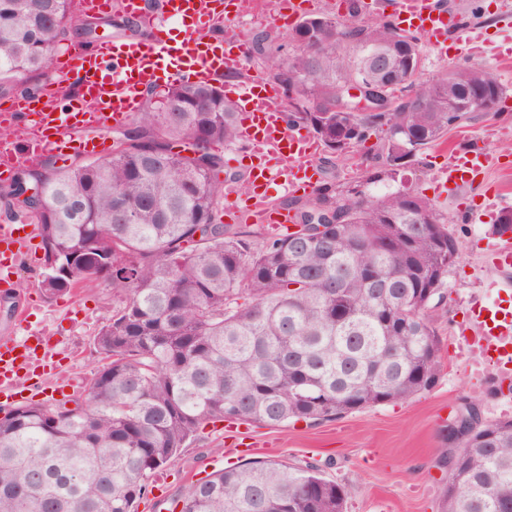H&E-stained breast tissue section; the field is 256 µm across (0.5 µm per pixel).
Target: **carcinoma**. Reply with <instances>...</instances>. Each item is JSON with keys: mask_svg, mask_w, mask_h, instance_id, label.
I'll list each match as a JSON object with an SVG mask.
<instances>
[{"mask_svg": "<svg viewBox=\"0 0 512 512\" xmlns=\"http://www.w3.org/2000/svg\"><path fill=\"white\" fill-rule=\"evenodd\" d=\"M315 49L280 56L276 34L255 38L273 81L311 111L288 121L326 143L386 128L382 162L364 181L391 179L472 119L470 99L505 89L487 70L453 67L416 84L415 37L388 22L336 34L319 12ZM74 22V0H0V93L41 86ZM394 54L378 77L370 51ZM379 85L397 104L351 112L341 91ZM150 89L112 154L49 171L26 168L0 193L39 225L48 298L101 280L123 300L94 343L103 364L72 410L65 403L0 408V512H135L150 478L209 421L284 427L335 420L408 400L436 383L441 347L431 312L459 259L447 220L407 191L367 199L324 186L290 201L292 232L263 236L217 219L224 156L238 139L224 86ZM416 94L419 110L401 101ZM68 267L48 276L49 257ZM464 463L448 472L443 512H512V420H478ZM348 490L307 463H232L200 480L169 512H345Z\"/></svg>", "mask_w": 512, "mask_h": 512, "instance_id": "carcinoma-1", "label": "carcinoma"}]
</instances>
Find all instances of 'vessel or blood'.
Here are the masks:
<instances>
[{
  "instance_id": "vessel-or-blood-1",
  "label": "vessel or blood",
  "mask_w": 512,
  "mask_h": 512,
  "mask_svg": "<svg viewBox=\"0 0 512 512\" xmlns=\"http://www.w3.org/2000/svg\"><path fill=\"white\" fill-rule=\"evenodd\" d=\"M363 11L383 6L432 44L443 43L454 18L438 0H360ZM316 0H272L268 15L284 23L314 9ZM250 0H159L148 10L146 0H80L83 13L101 16L120 12L140 30L132 39L97 42L77 54H61L55 67L62 82L76 86L73 96L61 98L41 91L18 99L14 110L0 113V126H13L28 117L31 131L20 142L0 146V177L9 178L23 162L53 156L65 163L77 154L102 155L106 132L138 112L145 88L160 82L203 84L239 72L247 46L241 40L210 37L211 29L230 25L249 14ZM224 95L240 114V135L250 163L251 190L231 209L241 220L266 221L272 214L268 188L284 192L309 187L316 176L320 143L289 124L287 108L276 88L262 79L228 83ZM500 160L478 142L454 150L440 179L453 187L486 178ZM36 224L0 225V289L12 286L16 263L25 259ZM481 327L479 343L496 367L512 364V308L502 304L471 308ZM46 337L33 334L23 341L0 338V396L10 397L13 384L40 365L38 354Z\"/></svg>"
}]
</instances>
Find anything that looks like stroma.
Listing matches in <instances>:
<instances>
[{
  "label": "stroma",
  "mask_w": 512,
  "mask_h": 512,
  "mask_svg": "<svg viewBox=\"0 0 512 512\" xmlns=\"http://www.w3.org/2000/svg\"><path fill=\"white\" fill-rule=\"evenodd\" d=\"M443 9L466 20L467 42L457 44L449 32L447 50L421 41L420 81L453 66L479 65L504 86L494 111L474 113L471 121L452 130L447 140L428 148L418 164L401 169L395 178L362 184L367 197L407 189L435 203L457 238L460 258L449 269L445 301L435 325L441 341V370L435 386L410 400L378 405L319 424L298 422L285 427L253 424H207L178 456L152 480L137 512H169L172 499L198 480L230 463L274 460L289 466L319 462L327 478L349 490L347 512H442L448 472L438 463L443 450L441 430L461 404H476L484 420H512V392L506 384L512 370L484 363L465 346L477 336L466 313L477 303H495L497 281L512 278V268L496 267L493 253L505 240L493 233L494 217L485 223L467 222L469 211L484 208L488 196L501 192L512 200V57L497 56L492 39L512 35V0H440ZM482 140L487 149L506 161L486 180L459 193L440 197L436 172L454 149L470 140ZM386 141L384 132L370 131L344 160L321 165V183L348 185L375 164ZM13 294L30 308L27 322L0 317L1 336L44 334L58 336L48 353L56 369L45 371L38 385L19 380L13 403L38 400L51 404L61 375L76 377L74 393H81L101 360L94 338L119 306L121 297L105 282L90 288L47 298L38 276L20 265Z\"/></svg>",
  "instance_id": "obj_1"
}]
</instances>
